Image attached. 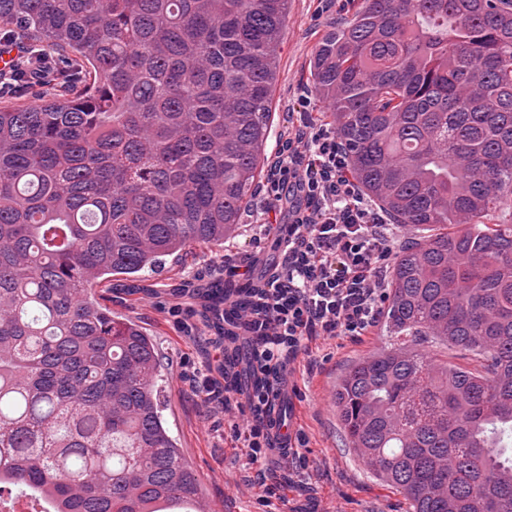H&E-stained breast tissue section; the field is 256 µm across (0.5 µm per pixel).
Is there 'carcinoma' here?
I'll list each match as a JSON object with an SVG mask.
<instances>
[{
  "instance_id": "1",
  "label": "carcinoma",
  "mask_w": 512,
  "mask_h": 512,
  "mask_svg": "<svg viewBox=\"0 0 512 512\" xmlns=\"http://www.w3.org/2000/svg\"><path fill=\"white\" fill-rule=\"evenodd\" d=\"M288 0H0L57 53L52 94L0 103V492L52 512H201L158 354L95 298L236 235L270 165ZM349 173L427 235L334 405L408 512H512V0H357L315 45ZM433 339L484 361L451 365Z\"/></svg>"
}]
</instances>
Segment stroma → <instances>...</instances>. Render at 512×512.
Masks as SVG:
<instances>
[{"label": "stroma", "instance_id": "stroma-1", "mask_svg": "<svg viewBox=\"0 0 512 512\" xmlns=\"http://www.w3.org/2000/svg\"><path fill=\"white\" fill-rule=\"evenodd\" d=\"M345 0H288L286 31L277 60L272 95L274 112L269 151L284 139L289 113L309 107L328 111L318 96L304 98L312 50L344 15ZM268 219L263 194H256L241 230L223 247H192L180 258L166 259L160 271L139 278L113 277L96 296L118 318L132 321L151 335L158 350L167 406L164 417L176 443L197 473L203 494L221 512H407L402 494L382 485L349 448L333 404L336 381L352 361L389 346L391 337L376 331L355 340L348 336L313 337L309 353L295 365L288 394L277 412L302 435L294 465L250 464V451L235 436L218 400L203 386L223 381L224 363L239 374L241 388L253 377L246 371V347L223 357L230 325L218 318L208 295L222 284L225 256L251 251ZM264 473L260 487L246 478Z\"/></svg>", "mask_w": 512, "mask_h": 512}]
</instances>
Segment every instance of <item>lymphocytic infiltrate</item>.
<instances>
[{
  "label": "lymphocytic infiltrate",
  "instance_id": "obj_1",
  "mask_svg": "<svg viewBox=\"0 0 512 512\" xmlns=\"http://www.w3.org/2000/svg\"><path fill=\"white\" fill-rule=\"evenodd\" d=\"M265 195L268 213L288 216L285 236L275 241L279 260L256 275L254 251L228 269L258 278L234 318L252 374L266 378L245 392L251 419L238 432L254 462L275 451L269 414L280 394L277 377L305 355V337L370 332L386 297L388 263L405 233L365 199L335 132L307 111L289 127Z\"/></svg>",
  "mask_w": 512,
  "mask_h": 512
}]
</instances>
